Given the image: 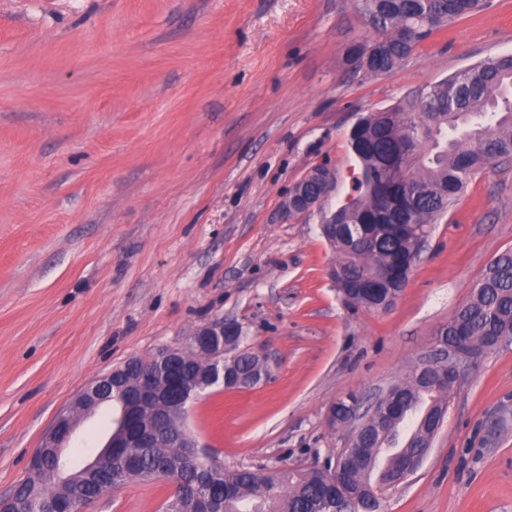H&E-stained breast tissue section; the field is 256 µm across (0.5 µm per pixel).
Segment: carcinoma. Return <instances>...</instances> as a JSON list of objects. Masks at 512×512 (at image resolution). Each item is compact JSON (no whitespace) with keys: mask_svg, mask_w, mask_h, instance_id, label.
Listing matches in <instances>:
<instances>
[{"mask_svg":"<svg viewBox=\"0 0 512 512\" xmlns=\"http://www.w3.org/2000/svg\"><path fill=\"white\" fill-rule=\"evenodd\" d=\"M379 38L352 51L365 73H390L435 30L478 8L477 0H362ZM347 145L357 165L349 192L334 209L323 210V236L336 249L335 286L352 307L386 309L406 286L422 240L450 211L470 181L494 160L512 159V55L474 64L405 104L370 112L349 130ZM512 325V251L499 255L476 283L471 300L438 334H462L483 346ZM227 387H239L260 369L262 359L245 337L226 336ZM141 359L118 366L128 387L137 384ZM449 388L435 384L428 369L415 368L379 404L386 415L361 432L367 463L353 466L342 452L332 461L339 486L329 499L324 470L258 472L219 469L185 448L162 442L155 448H124L141 470L161 469L181 481V512H378L385 493L409 462L426 452L447 411ZM108 458L92 471L68 469V460L48 448L10 497L14 512H50L65 501H95L111 488Z\"/></svg>","mask_w":512,"mask_h":512,"instance_id":"1","label":"carcinoma"}]
</instances>
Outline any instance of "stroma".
I'll list each match as a JSON object with an SVG mask.
<instances>
[{"mask_svg": "<svg viewBox=\"0 0 512 512\" xmlns=\"http://www.w3.org/2000/svg\"><path fill=\"white\" fill-rule=\"evenodd\" d=\"M376 37L360 0H0V498L91 381L214 320L271 366L188 405L227 469L322 465L351 434L330 407H369L425 361L512 249V161L433 224L385 310L344 305L318 214L277 215L318 165L338 180L328 206L347 192L359 117L512 54V0H485L393 73L355 72L350 48ZM111 430V407L82 418L71 468ZM170 493L136 481L93 512H161ZM379 512H512V345L464 372ZM344 401H348V403L344 404ZM359 409V403L352 401L349 396L346 399H340L331 407L328 423L332 427L349 425L363 417L359 413Z\"/></svg>", "mask_w": 512, "mask_h": 512, "instance_id": "35a3bbf8", "label": "stroma"}]
</instances>
